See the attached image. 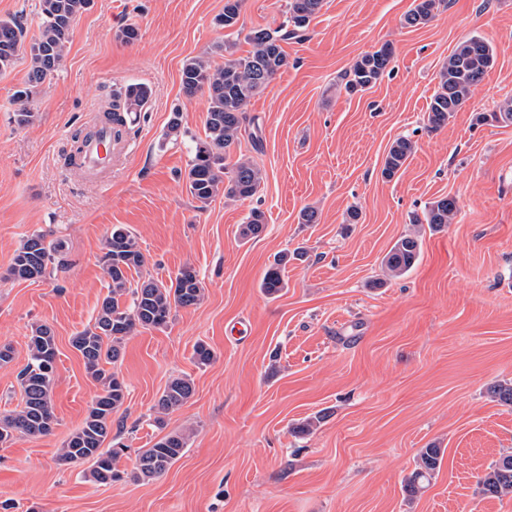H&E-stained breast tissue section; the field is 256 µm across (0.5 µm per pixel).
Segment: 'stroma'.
Instances as JSON below:
<instances>
[{
	"instance_id": "35a3bbf8",
	"label": "stroma",
	"mask_w": 512,
	"mask_h": 512,
	"mask_svg": "<svg viewBox=\"0 0 512 512\" xmlns=\"http://www.w3.org/2000/svg\"><path fill=\"white\" fill-rule=\"evenodd\" d=\"M288 0H242L244 29L286 23ZM415 0H324L300 37L283 42L288 67L251 100L229 161L264 172L260 192L217 196L197 210L186 171L204 134L205 96L186 98L190 58L216 64L246 55L243 37L218 25L224 0H91L76 19L60 69L34 90L25 126L12 96L29 58L0 73V414L21 399L31 328L48 325L58 348L45 437L16 435L0 447V506L7 512H512V497L483 495L478 479L512 453V407L490 387L512 381V123H478L512 98V0H444L426 25L405 26ZM139 30L137 41L121 36ZM489 41L495 64L465 106L438 131L427 123L438 72L471 36ZM226 52H214L216 44ZM391 62L377 83L344 89L360 56L383 45ZM150 97L124 133L109 186L67 170L75 133L108 109L115 88ZM185 137L166 138L173 109ZM415 152L384 179L390 146ZM456 198L439 231L418 229L430 202ZM267 217L250 241L237 236L252 208ZM316 220H302L305 209ZM357 223H350L351 211ZM128 228L145 257L143 275L167 279L193 267L204 286L196 306L161 329L123 342L116 365L127 398L112 433L127 448L125 479L101 486L88 464L59 450L99 392L72 337L91 327L107 293L106 239ZM421 233V258L385 278L381 261L401 236ZM35 233L61 241L69 267L31 282L10 278L15 251ZM303 248L278 297L260 289L274 256ZM207 343L213 361L197 365ZM195 393L154 427L168 380ZM325 418L308 435L297 424ZM193 428L188 448L163 476L127 473L138 449L164 432ZM444 451L441 469L416 497L403 479L422 448Z\"/></svg>"
}]
</instances>
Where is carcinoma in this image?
<instances>
[{
	"instance_id": "carcinoma-1",
	"label": "carcinoma",
	"mask_w": 512,
	"mask_h": 512,
	"mask_svg": "<svg viewBox=\"0 0 512 512\" xmlns=\"http://www.w3.org/2000/svg\"><path fill=\"white\" fill-rule=\"evenodd\" d=\"M241 0H224L221 19L226 29L238 25ZM323 0H288L287 23L291 30L256 28L245 35L251 50L245 56L227 59L215 65L210 58L189 59L181 70V85L186 96H207L204 120L205 138L195 141L188 164L187 190L205 209L219 194L233 200L251 198L261 189L264 173L253 162L238 159L226 163L227 150L241 132L244 112L251 100L269 85L282 69L288 67V56L282 42L305 29L316 15ZM90 0H39V35L24 45V30L14 19H0V73L11 68L22 53L30 59L28 87L16 91L14 101L20 104L15 113L19 125L29 123L34 113L25 108L30 89L43 84L59 68L72 25L87 8ZM439 0H415L414 8L405 16L406 25L416 27L429 23L438 10ZM392 57L388 45L361 56L352 66L345 89L349 93L373 86L385 73ZM495 62L493 47L484 38L470 37L460 42L438 73V89L429 105L428 124L438 130L448 124L473 89L483 80ZM488 119L512 122V99L498 111L480 113L476 121ZM414 151L406 138L398 139L390 148L382 176L391 179L403 168ZM459 211L455 198L445 196L428 206L424 220L433 231L452 223ZM267 224L265 212L253 208L238 227L242 241L257 238ZM421 239L417 232L399 238L382 261L389 278H399L418 263ZM303 253L278 254L265 270L260 288L268 297H276L286 287L283 272L292 259ZM145 257L135 236L125 227L115 225L106 241L104 271L109 282L95 323L72 337V347L81 355L100 391L91 403L82 425L60 449L59 459L65 463H91L88 477L98 485H110L123 478L117 469L123 447L106 448L112 434V415L123 406L127 387L118 374L106 369L122 354L124 340L141 329H160L169 323L173 311L198 304L203 297V284L196 270L184 266L164 282L148 278L136 284L133 275L140 274ZM63 245L48 241L42 233L31 235L15 252L9 275L20 281H38L51 270L67 268ZM29 361L18 376L21 404L0 415V446L10 443L15 434L39 437L51 434L57 425L52 409L53 375L57 356L56 338L44 324L32 327L28 337ZM193 380L186 376L170 379L153 409L155 424L164 425V417L179 410L193 395ZM491 396L503 405H512V382H499L490 388ZM190 433L172 431L142 449L128 477L135 481H151L162 476L185 453ZM443 451L435 445L421 449L411 474L404 478L403 490L416 496L439 472ZM478 485L488 497L512 496V453L492 462L479 478Z\"/></svg>"
}]
</instances>
